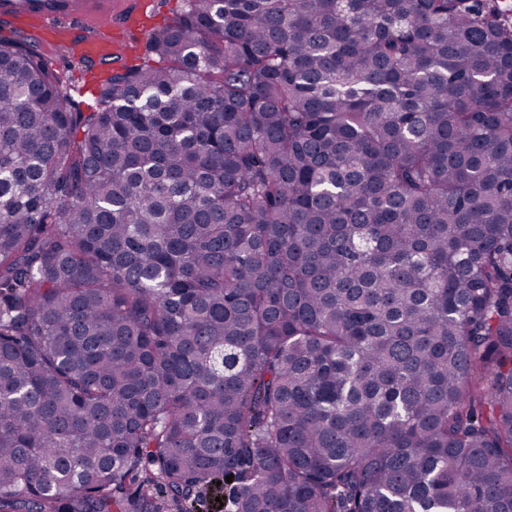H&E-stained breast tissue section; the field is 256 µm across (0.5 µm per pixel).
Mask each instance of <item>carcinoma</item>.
Returning <instances> with one entry per match:
<instances>
[{
	"label": "carcinoma",
	"instance_id": "obj_1",
	"mask_svg": "<svg viewBox=\"0 0 512 512\" xmlns=\"http://www.w3.org/2000/svg\"><path fill=\"white\" fill-rule=\"evenodd\" d=\"M496 2L186 0L86 110L0 36V512H512Z\"/></svg>",
	"mask_w": 512,
	"mask_h": 512
}]
</instances>
